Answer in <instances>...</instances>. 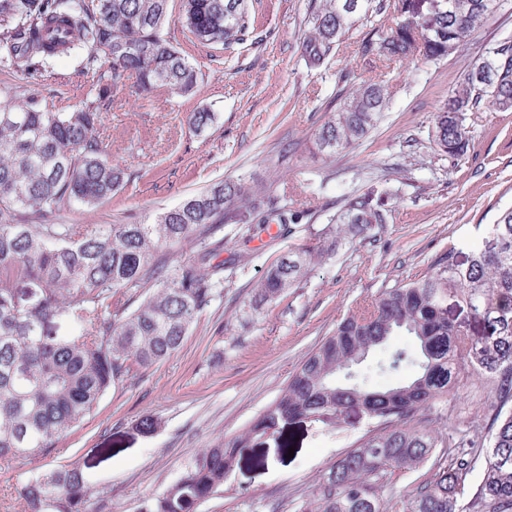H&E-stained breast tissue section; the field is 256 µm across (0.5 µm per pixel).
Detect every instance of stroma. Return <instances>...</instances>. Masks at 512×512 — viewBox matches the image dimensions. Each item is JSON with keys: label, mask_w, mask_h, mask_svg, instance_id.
<instances>
[{"label": "stroma", "mask_w": 512, "mask_h": 512, "mask_svg": "<svg viewBox=\"0 0 512 512\" xmlns=\"http://www.w3.org/2000/svg\"><path fill=\"white\" fill-rule=\"evenodd\" d=\"M256 9L267 33L264 46L231 58L221 45L197 42L179 23L166 25V37L203 75L196 92L177 96L160 88L144 98L114 92L98 133L127 182L100 207L73 205L61 221L149 224L215 181L241 179L308 211L311 222L272 236L257 228L249 256L238 266L232 258L241 245L233 228L225 227L224 294L183 347L113 386L95 414L49 455L0 459V512H23L21 486L71 463L84 470L90 512H139L144 498L166 490L198 451L245 430L337 322L383 289L425 272L448 248L466 260L499 212L512 208V112L486 103L467 113L471 149L459 162L435 151L430 123L471 66L496 43L512 40V0L443 61H368L357 53L356 32L317 70L306 67L300 52L310 0H258ZM343 69L387 84L389 103L360 145L321 158L313 153L314 137L329 117ZM90 89L72 56L54 60L44 77L0 66L2 103L24 94L70 112ZM200 107L216 115L203 135L187 123ZM388 185L400 194L374 238L340 244L300 287L240 324L252 288L272 263L313 242L352 190ZM495 397L493 383L473 377L433 404L426 417L449 442L464 435L483 443L484 408ZM146 415L157 423L149 433L139 427ZM367 429V421L352 414L335 425L297 420L259 436L226 477L222 493L199 512H295Z\"/></svg>", "instance_id": "35a3bbf8"}]
</instances>
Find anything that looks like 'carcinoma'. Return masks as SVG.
Instances as JSON below:
<instances>
[{"instance_id":"carcinoma-1","label":"carcinoma","mask_w":512,"mask_h":512,"mask_svg":"<svg viewBox=\"0 0 512 512\" xmlns=\"http://www.w3.org/2000/svg\"><path fill=\"white\" fill-rule=\"evenodd\" d=\"M171 0H0V64L21 72L61 56L79 59L92 89L73 112L34 96L0 105V458L47 455L79 427L112 385L177 352L201 314L224 290V225L235 221L243 243L255 225L300 224L308 217L240 180L219 181L161 213L152 224H109L91 230L56 224L60 211L109 200L125 170L108 160L100 137L112 93L126 86L140 96L166 87L195 93L202 74L162 35ZM251 0H181L178 22L198 42L220 44L234 56L261 48ZM499 0H319L301 42L307 68H321L353 32L378 15L386 29L358 41L363 57L427 60L448 57L497 11ZM492 87L467 78L432 114L436 150L459 160L470 134L464 113L488 101L512 110V42L487 52ZM134 79L129 85L127 81ZM336 107L318 129V149L332 156L363 141L389 101L385 84L343 70ZM215 114L202 107L188 124L202 134ZM399 189L356 191L319 233V245L297 248L271 265L252 289L249 308L278 300L300 284L318 260L336 255V239L366 240L388 223ZM35 213L38 224L23 217ZM473 246L467 264L450 248L409 282L386 288L341 320L289 378L280 396L242 433L195 455L163 493L140 512H197L217 494L252 440L297 419L326 425L355 411L372 428L322 475L298 512H512V209ZM186 240L194 257L170 266L167 254ZM454 297L480 326L465 337L448 319ZM69 330L60 332V325ZM411 339L413 346L401 342ZM386 348L383 370L415 372L395 386L371 390L356 371ZM472 371L494 382L488 407L489 445L482 479L467 507L459 505L472 453L461 440L415 491L383 495L395 475L419 469L444 447L424 412L459 388ZM91 490L79 466L61 465L32 477L21 490L24 512H87Z\"/></svg>"}]
</instances>
